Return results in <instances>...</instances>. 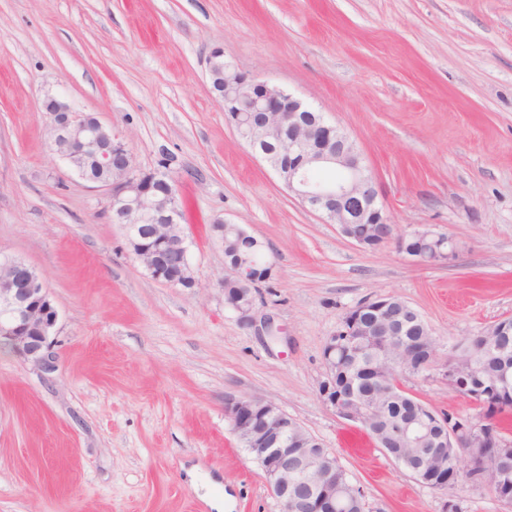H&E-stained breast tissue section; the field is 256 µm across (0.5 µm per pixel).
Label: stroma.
<instances>
[{"instance_id":"1","label":"stroma","mask_w":512,"mask_h":512,"mask_svg":"<svg viewBox=\"0 0 512 512\" xmlns=\"http://www.w3.org/2000/svg\"><path fill=\"white\" fill-rule=\"evenodd\" d=\"M216 47L340 125L398 231L446 235L455 258L421 266L324 223L225 116ZM49 95L110 127L139 169L170 157L195 288L153 278L105 192L52 150ZM217 219L275 265L254 325L224 303ZM1 254L44 277L59 364L47 377L0 349V512H213L195 473L228 512H281L228 397L297 420L364 512H512L482 484L414 480L319 395L326 341L369 297L406 301L442 355L512 317V0H0ZM402 385L480 414L436 371Z\"/></svg>"}]
</instances>
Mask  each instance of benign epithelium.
<instances>
[{"label":"benign epithelium","mask_w":512,"mask_h":512,"mask_svg":"<svg viewBox=\"0 0 512 512\" xmlns=\"http://www.w3.org/2000/svg\"><path fill=\"white\" fill-rule=\"evenodd\" d=\"M209 74L216 99L232 118L239 136L251 150L268 162L302 203L321 214L324 223L335 224L340 233L363 249H375L395 241L400 251L419 265H432L454 255L450 238L428 230L400 233L379 201L373 173L365 166L355 143L339 126L309 109L300 99L279 87L249 77L224 61L221 48L212 49ZM47 130L55 152L77 175L108 194L112 222L132 228L147 224L148 238L178 250L182 264L176 275L164 281L183 288L196 285L185 238L177 221L176 187L168 175L141 172L128 158L123 139L112 133L90 113L74 110L66 101L48 97L43 103ZM169 184L164 196L153 193L152 181ZM135 258L156 279L161 278L165 251L130 237ZM255 263L237 253L224 258V275L249 285L242 299L228 301L244 325L253 322L256 284L270 279L273 264L254 272ZM393 297L364 300L343 320L323 348L326 378L320 386L323 403L347 421L372 426L375 410L359 401L353 372L345 361H336V346L351 349L365 343L368 332L359 323L361 313L371 308L385 316L384 337L398 354L397 365L405 367L411 356L403 336V322L391 315ZM58 310L42 275L22 260H0V344L7 346L43 374L57 371L59 362L55 328ZM507 325L492 323L476 340L481 346L461 349L438 357L437 345L427 364L410 372L419 376L431 369L442 372L448 387L481 407L485 401L512 387V377L502 371L493 384L482 376V352L503 335ZM224 411L245 448L261 464L272 495L282 512H297L288 497V486L300 483L312 471L320 473L311 489L309 512H336L339 501L336 470L323 468L319 459L297 454L288 442H297L295 420L275 404L260 398L224 399ZM399 437L407 444L423 447L427 462L409 467L406 457L388 452L393 461L411 476L437 488L448 486V461L463 452L477 464L484 483L492 488L512 485V471L502 458H485L478 452L485 438V420H452L425 408L400 425Z\"/></svg>","instance_id":"1"}]
</instances>
